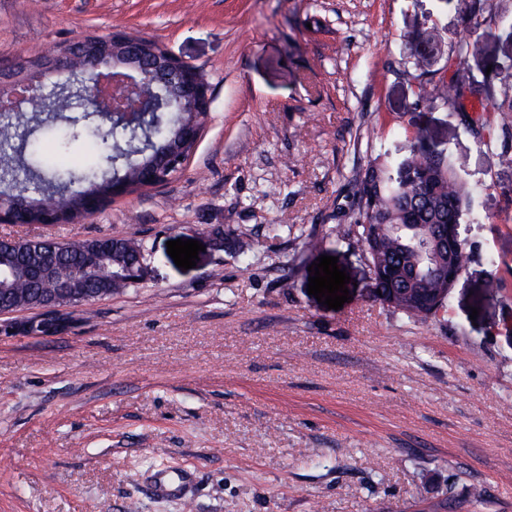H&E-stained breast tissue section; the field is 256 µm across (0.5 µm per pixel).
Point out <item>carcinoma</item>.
I'll use <instances>...</instances> for the list:
<instances>
[{
    "mask_svg": "<svg viewBox=\"0 0 512 512\" xmlns=\"http://www.w3.org/2000/svg\"><path fill=\"white\" fill-rule=\"evenodd\" d=\"M489 11V0H474L469 27H479ZM82 51L88 56L118 55L113 45L97 35L85 36ZM175 81L177 75L171 72L161 75L155 92L163 107L145 126L119 121L111 122L106 130L90 124L82 129L49 126L43 139L31 142L32 127L17 120L14 108H0V127L7 129L0 134V155L12 157L20 147H29L26 160L0 166V207L12 211L22 206L26 224H76L85 219L90 204L100 208L112 201L116 176L123 178L129 193L150 187L142 179L139 165L155 152L171 151L188 160L197 141L179 139L178 129L188 120L204 121L205 113L185 109ZM467 90L473 91L470 77L458 70L452 84L436 99L456 109ZM89 97V88L78 78L53 82L45 89L47 111L36 123L44 125L46 118L65 112H83ZM485 112V125L490 128L502 114L512 112V93L504 92ZM76 142L87 147L95 158L93 164L75 169L68 163L70 147ZM396 166L395 177L387 165L377 164L354 178L359 210L348 237L373 265L397 270L395 280L373 284L383 289L388 305L410 319L425 320L431 317L430 311L416 305V299L438 295L444 287L446 262L442 253L423 254L420 243L436 225L460 222L467 195L453 167L440 154L419 149ZM54 192L66 198V206L49 220ZM145 252L141 240L114 237L65 242L47 239L38 252L28 240H0V300L14 310L32 309L43 295L62 284L92 300L108 297L134 284L127 270L132 262L145 258ZM47 253L52 256L53 270L38 279L33 267L41 265Z\"/></svg>",
    "mask_w": 512,
    "mask_h": 512,
    "instance_id": "cac0c4a2",
    "label": "carcinoma"
}]
</instances>
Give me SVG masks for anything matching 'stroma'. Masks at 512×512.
I'll return each mask as SVG.
<instances>
[{
  "label": "stroma",
  "mask_w": 512,
  "mask_h": 512,
  "mask_svg": "<svg viewBox=\"0 0 512 512\" xmlns=\"http://www.w3.org/2000/svg\"><path fill=\"white\" fill-rule=\"evenodd\" d=\"M471 4L0 0V64L125 31L201 68L212 97L168 184L78 224L0 223V239L148 247L142 281L64 333L0 315V512H512V163L483 102L419 94L460 68L512 89V0L476 30ZM418 131L470 193L465 268L424 321L373 298L345 238L356 174ZM178 238L204 245L194 268L168 255ZM322 255L351 277L338 310L307 293ZM161 472L186 483L158 494Z\"/></svg>",
  "instance_id": "stroma-1"
}]
</instances>
